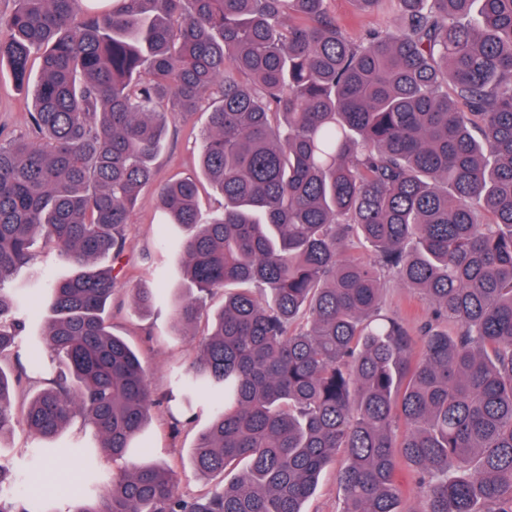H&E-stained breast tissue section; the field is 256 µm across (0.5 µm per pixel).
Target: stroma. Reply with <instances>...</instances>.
<instances>
[{"mask_svg":"<svg viewBox=\"0 0 512 512\" xmlns=\"http://www.w3.org/2000/svg\"><path fill=\"white\" fill-rule=\"evenodd\" d=\"M328 8L354 40L396 22L392 13H360L355 0H328ZM29 107V96L17 90L9 69L0 67V139L27 133ZM209 110L205 104L191 118L170 116L167 139L155 162L156 186L143 193L130 217L128 244L118 258L105 257L98 262L99 268L116 277L113 331L139 353L156 402L152 419L136 445L144 449L145 460L166 464L175 471L176 490L187 497L199 495L213 484L211 478L198 474L189 464L190 450L208 415L186 409L177 383L178 375L196 354L198 339L175 331L171 323L169 300L174 289L184 283L183 271L179 255L163 247L167 231L158 222L155 189L174 178L198 175L199 134L206 126ZM135 287L151 288L159 294L153 310L133 308L130 291ZM382 295L384 313L404 319L411 331H419L428 318V304L420 294L390 278L383 285ZM38 445L23 421H16L12 433L0 440V464L34 480V512H68L73 505L69 491L78 485L84 471L70 461L50 465L33 462L30 451ZM343 463L344 457L339 454L325 469L306 505L308 512H339L342 492L337 473Z\"/></svg>","mask_w":512,"mask_h":512,"instance_id":"obj_1","label":"stroma"}]
</instances>
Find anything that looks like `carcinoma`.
Returning a JSON list of instances; mask_svg holds the SVG:
<instances>
[{
  "label": "carcinoma",
  "instance_id": "obj_1",
  "mask_svg": "<svg viewBox=\"0 0 512 512\" xmlns=\"http://www.w3.org/2000/svg\"><path fill=\"white\" fill-rule=\"evenodd\" d=\"M105 2L15 0L0 15V64L32 97L31 134L0 142V358L30 292L4 285L41 238L78 273L34 281L51 317L29 342L49 355L23 410L45 443L33 455L89 470L98 452L131 453L154 402L106 323L116 277L96 260L125 250L169 115L209 102L199 170L222 212L201 211L190 177L156 205L187 281L175 329L202 318L194 292L244 285L180 386L223 396L194 469L247 466L181 497L171 469L134 463L68 512H305L339 451L342 512H409L403 467L423 512H512V0H355L398 16L360 41L327 0ZM385 275L430 306L416 359L382 313ZM130 293L138 310L156 302ZM29 382L0 367V435ZM78 418L94 445H52ZM398 480L404 506L413 512H420L423 508V499L416 475L402 470Z\"/></svg>",
  "mask_w": 512,
  "mask_h": 512
}]
</instances>
